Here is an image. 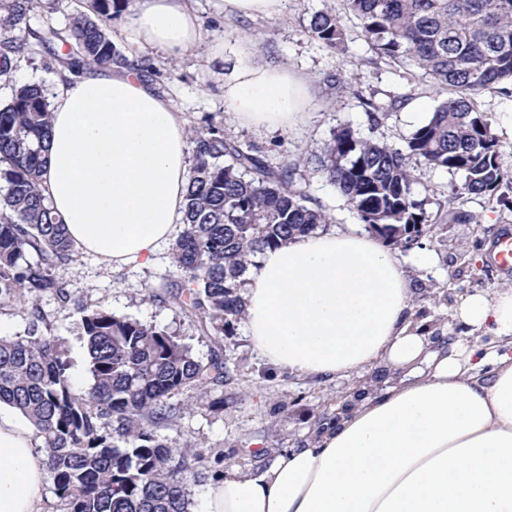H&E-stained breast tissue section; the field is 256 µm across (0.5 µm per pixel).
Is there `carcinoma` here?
I'll list each match as a JSON object with an SVG mask.
<instances>
[{
	"label": "carcinoma",
	"mask_w": 512,
	"mask_h": 512,
	"mask_svg": "<svg viewBox=\"0 0 512 512\" xmlns=\"http://www.w3.org/2000/svg\"><path fill=\"white\" fill-rule=\"evenodd\" d=\"M345 15L321 11L309 32L330 48L354 19L378 57L429 83L439 101L407 139L423 164L460 173L450 198L493 196L507 179L501 145L475 97L512 83V0H342ZM131 0H92L93 15L74 17L68 34L25 26L54 0H0V76L35 57L58 73L86 65L127 67L130 60L106 28ZM49 92L12 88L0 105V309L28 307L23 336L0 337V402L34 426L55 495L68 512H189L192 466L156 434L180 407L171 398L224 385V361H203L177 336L110 311L77 304L91 383L75 390L71 362L51 332L40 300L66 305L57 277L73 260L66 226L41 190L50 135ZM193 165L183 226L171 244L177 280L172 298L199 317L204 336H232L245 312L243 276L253 259L329 223L309 193L300 161L274 167L254 146L224 136L209 120L189 129ZM362 223L399 224L421 234L431 223L415 199L402 150L351 127L331 132L315 160Z\"/></svg>",
	"instance_id": "obj_1"
}]
</instances>
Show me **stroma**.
I'll list each match as a JSON object with an SVG mask.
<instances>
[{"label": "stroma", "instance_id": "1", "mask_svg": "<svg viewBox=\"0 0 512 512\" xmlns=\"http://www.w3.org/2000/svg\"><path fill=\"white\" fill-rule=\"evenodd\" d=\"M192 5L203 41L175 62L160 51L145 50L143 57L151 65L148 81L188 125L200 126L203 116L211 115L223 120L225 136L256 146L272 165L303 159L310 194L329 216L331 229L358 223L336 188L310 165V157L321 154L332 129L344 125L373 140L405 148L410 134L436 106V95L424 83L408 82L401 68L377 57L356 21H348L342 48L331 49L314 39L308 31L312 15L341 12V0H287L281 14L253 19L220 16L215 0H192ZM219 34L224 37V52L216 55L210 52L209 42ZM253 41L258 51L252 62L286 66L305 82L306 104L292 128L258 129L224 111V82L240 62L236 48ZM476 103L491 118L504 165L512 172V84L480 94ZM373 105L380 108L375 117L369 112ZM408 165L416 178V195L433 218L421 238L434 255L432 267L412 264L413 247L394 248L415 288V321L444 337L487 343L482 330L461 326L455 310L468 294L492 297L512 281V270L497 266L490 253L500 235L512 231V176L495 196L465 195L452 201L450 186L460 182V175L413 159ZM58 276L84 303L168 329L201 359L222 350L223 410L187 408L178 395L174 401L181 404V412L157 430L165 443L185 456L202 458L200 477L188 484L192 512H202L204 494L224 468L252 471L298 446L319 417L335 412L345 393L361 382L357 376L334 381L299 377L265 365L241 328L221 340L201 335L197 318L186 315L167 288L173 278L168 248H161L150 265L120 268L104 267L78 252ZM41 308L53 333L64 341L75 388L86 389L90 378L78 315L50 297L42 299ZM219 452L225 456L220 465L214 462Z\"/></svg>", "mask_w": 512, "mask_h": 512}]
</instances>
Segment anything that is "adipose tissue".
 I'll use <instances>...</instances> for the list:
<instances>
[{"mask_svg":"<svg viewBox=\"0 0 512 512\" xmlns=\"http://www.w3.org/2000/svg\"><path fill=\"white\" fill-rule=\"evenodd\" d=\"M128 29L132 59L150 47L176 60L202 39L188 0H136ZM304 99L282 66L244 62L224 84L226 112L256 128L292 127ZM51 112L41 188L75 249L116 268L150 264L181 228L186 120L135 66L64 73ZM241 295L246 333L273 367L333 380L383 364L400 376L268 467L225 471L203 512H512V285L456 309L494 346L431 340L412 323L402 262L353 224L264 251ZM38 445L0 404V512H40Z\"/></svg>","mask_w":512,"mask_h":512,"instance_id":"adipose-tissue-1","label":"adipose tissue"}]
</instances>
